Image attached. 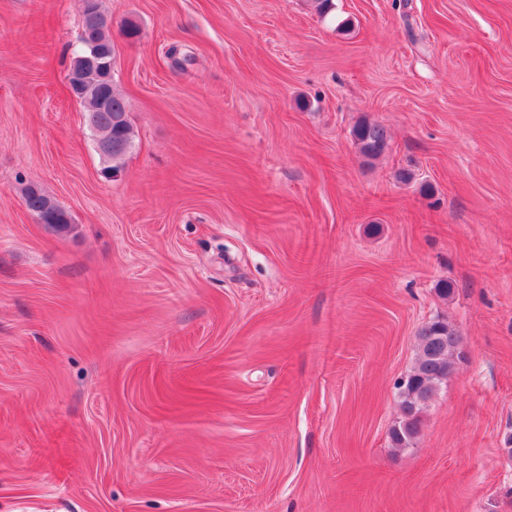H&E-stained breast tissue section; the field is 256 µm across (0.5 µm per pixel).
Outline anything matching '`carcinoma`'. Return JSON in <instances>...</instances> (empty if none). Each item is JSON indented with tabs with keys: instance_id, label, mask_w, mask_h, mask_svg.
<instances>
[{
	"instance_id": "carcinoma-1",
	"label": "carcinoma",
	"mask_w": 512,
	"mask_h": 512,
	"mask_svg": "<svg viewBox=\"0 0 512 512\" xmlns=\"http://www.w3.org/2000/svg\"><path fill=\"white\" fill-rule=\"evenodd\" d=\"M90 5L95 20L82 28L80 46L74 55L71 69L89 81V85L99 84L97 75L113 66L116 56L110 35L109 20L102 10L101 0H82ZM92 44L101 50L100 69L81 66L80 56L84 45ZM109 107L100 109L97 99L90 93L82 96L80 102L85 107L87 124L99 131H112V155L108 161L112 169H117L123 157L132 149L134 130L128 119L123 99L114 85H109ZM356 145L360 153L371 159L381 156L389 147L386 129L377 123L362 122L354 131ZM23 196L27 197L30 212L40 216L49 224L68 226L71 215L58 205L42 188L32 191L26 187ZM462 357L461 341L458 333L442 320H434L423 326L418 333V353L414 365L398 384L402 418L392 428L390 439L394 448H408L414 444L420 432L421 412L433 398L438 387L455 370L456 361Z\"/></svg>"
}]
</instances>
